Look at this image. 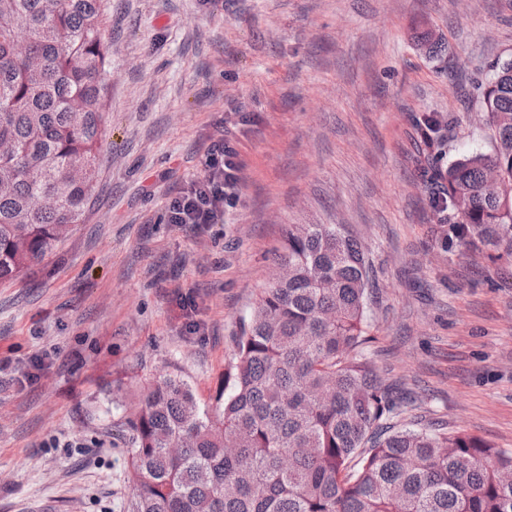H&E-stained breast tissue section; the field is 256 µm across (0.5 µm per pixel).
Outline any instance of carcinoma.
I'll return each mask as SVG.
<instances>
[{
  "instance_id": "carcinoma-1",
  "label": "carcinoma",
  "mask_w": 512,
  "mask_h": 512,
  "mask_svg": "<svg viewBox=\"0 0 512 512\" xmlns=\"http://www.w3.org/2000/svg\"><path fill=\"white\" fill-rule=\"evenodd\" d=\"M106 0H0V283L28 275L81 223L107 120ZM492 140L448 166L456 118L420 112L425 182L445 248L512 258V61L480 84ZM274 279L236 336L224 389L143 386L126 418L123 512H512V451L398 427L365 351L372 262L342 224H290Z\"/></svg>"
}]
</instances>
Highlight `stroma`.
I'll use <instances>...</instances> for the list:
<instances>
[{
  "label": "stroma",
  "mask_w": 512,
  "mask_h": 512,
  "mask_svg": "<svg viewBox=\"0 0 512 512\" xmlns=\"http://www.w3.org/2000/svg\"><path fill=\"white\" fill-rule=\"evenodd\" d=\"M103 40L91 207L0 284V512H122L142 386L171 372L212 402L291 224L367 246V351L406 420L512 449V264L444 248L412 123L456 117L443 164L490 152L475 86L512 59V0H108ZM226 125L236 205L170 223Z\"/></svg>",
  "instance_id": "1"
}]
</instances>
